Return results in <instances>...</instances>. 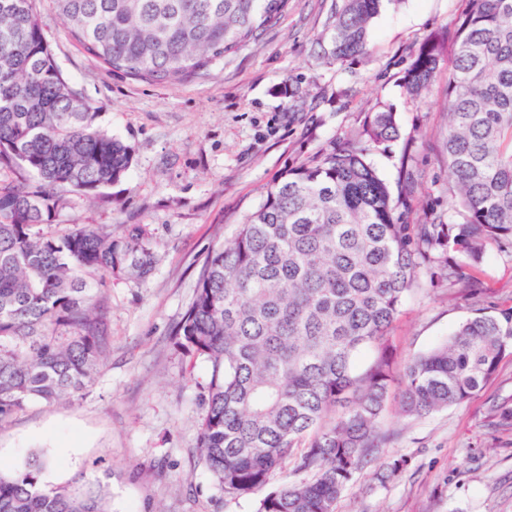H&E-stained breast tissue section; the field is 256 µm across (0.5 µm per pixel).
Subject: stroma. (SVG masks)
Returning <instances> with one entry per match:
<instances>
[{
  "label": "stroma",
  "instance_id": "1",
  "mask_svg": "<svg viewBox=\"0 0 512 512\" xmlns=\"http://www.w3.org/2000/svg\"><path fill=\"white\" fill-rule=\"evenodd\" d=\"M337 2L288 0L258 40L183 81L154 84L96 63L52 0H41L58 66L133 155L127 175L96 197L66 192L57 222L116 236L144 225L157 262L146 279L113 280L112 352L93 385L73 402L36 401L0 422V470L40 451L50 461L43 484L100 481L111 512H252L222 496L197 459L207 366L184 360L170 336L208 252L234 237L284 170L343 141L382 105L393 108L400 137L370 159L392 195L405 196L406 221L430 223L450 201L442 87L413 100L402 78L421 43L454 28L468 0H401L375 19L371 53L341 62L322 38ZM477 277L471 302L452 288L407 298L389 333L398 363L448 338L474 307H512L511 255L490 250ZM510 396L512 354L463 404L419 420L390 413L394 441L373 452L336 512H512V431L487 418ZM393 460L400 469L378 482L375 471Z\"/></svg>",
  "mask_w": 512,
  "mask_h": 512
}]
</instances>
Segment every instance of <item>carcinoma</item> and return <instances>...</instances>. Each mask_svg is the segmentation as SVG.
Here are the masks:
<instances>
[{
	"instance_id": "1",
	"label": "carcinoma",
	"mask_w": 512,
	"mask_h": 512,
	"mask_svg": "<svg viewBox=\"0 0 512 512\" xmlns=\"http://www.w3.org/2000/svg\"><path fill=\"white\" fill-rule=\"evenodd\" d=\"M340 0L322 37L340 61L370 52L384 3ZM453 35L420 45L404 88L419 99L454 54L444 83L441 155L460 221L406 224L368 155L397 140L382 107L362 128L286 170L236 235L208 255L195 296L171 330L174 348L210 368L196 456L254 512H336L384 426L393 380L389 331L418 288H458L491 247L512 253V0H469ZM95 61L151 83L181 81L255 40L288 0H53ZM64 76L37 0H0V421L32 401L71 402L112 351L107 282L142 279L155 256L146 229L112 236L96 224L53 229L69 188L90 196L120 181L129 146L99 128ZM512 346V307L476 309L455 332L405 362L402 415L469 400ZM375 351L361 369L358 356ZM490 418L512 430V402ZM292 461L288 480L272 485ZM48 460L0 471V512H110L105 488H45Z\"/></svg>"
}]
</instances>
